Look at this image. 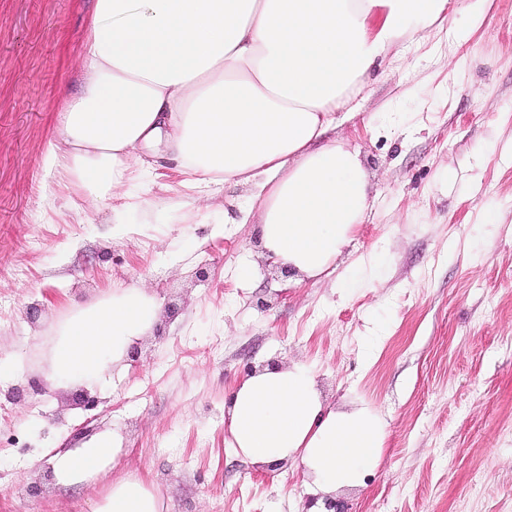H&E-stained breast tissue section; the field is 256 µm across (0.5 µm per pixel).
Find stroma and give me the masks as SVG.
I'll return each instance as SVG.
<instances>
[{"instance_id":"stroma-1","label":"stroma","mask_w":512,"mask_h":512,"mask_svg":"<svg viewBox=\"0 0 512 512\" xmlns=\"http://www.w3.org/2000/svg\"><path fill=\"white\" fill-rule=\"evenodd\" d=\"M90 0H0V512H83L51 458L121 430L117 470L155 483L167 512H307L301 466L252 465L224 406L269 361L311 365L326 405L364 401L385 446L319 512H512V0L482 25L449 13L399 46L326 139L356 152L370 206L330 274H284L262 251L251 194L213 183L209 208L173 163L145 155L123 223L84 217L44 167L52 117L80 83ZM252 259L246 275L239 267ZM159 303L138 362L93 407L47 379L54 327L115 289Z\"/></svg>"}]
</instances>
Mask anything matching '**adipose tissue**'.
<instances>
[{"instance_id": "adipose-tissue-1", "label": "adipose tissue", "mask_w": 512, "mask_h": 512, "mask_svg": "<svg viewBox=\"0 0 512 512\" xmlns=\"http://www.w3.org/2000/svg\"><path fill=\"white\" fill-rule=\"evenodd\" d=\"M454 0H92L79 89L56 114L43 163L84 191L88 209L142 173L139 148L164 146L191 183L252 186L264 249L317 277L352 241L370 185L358 155L322 137L336 111L404 37L440 27ZM158 303L113 292L56 327L54 381L105 386L147 336ZM236 453L291 461L325 494L357 484L385 442L367 406L324 405L305 364L263 368L228 408ZM120 432L56 453L52 478L71 488L107 476ZM153 483L113 480L90 512H164Z\"/></svg>"}]
</instances>
